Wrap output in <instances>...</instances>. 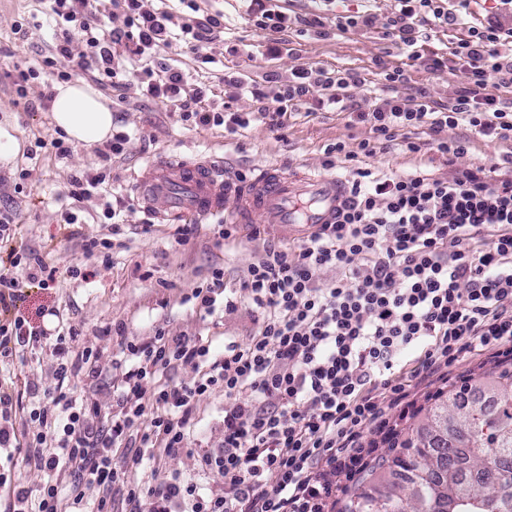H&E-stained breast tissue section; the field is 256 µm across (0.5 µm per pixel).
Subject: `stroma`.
Returning a JSON list of instances; mask_svg holds the SVG:
<instances>
[{
	"mask_svg": "<svg viewBox=\"0 0 512 512\" xmlns=\"http://www.w3.org/2000/svg\"><path fill=\"white\" fill-rule=\"evenodd\" d=\"M197 4L198 18L220 17L224 29L210 43L213 61L205 67H197L187 49L168 50L167 59L190 82L212 84L220 96L228 72L268 83L275 90L299 67L338 70L357 77L350 93L355 108L363 111L369 107L365 88L384 89L382 73L386 70L402 71L408 88L425 89L432 101L446 102L461 82L454 62L448 59L453 43L466 37L469 28L486 25L498 8L496 0H472L455 24L438 28L427 41L408 47L385 34L394 0H271L272 9L288 15L308 18L319 14L325 19L324 30L286 33L280 53L273 55L267 38L251 21L246 0H197ZM46 7V0H0V125H10L22 143L13 161H0V173L13 180L12 187L0 191V209L15 215L16 244L57 270L55 281L26 288L19 312L33 319L39 310L53 309L57 315L47 321V328L65 321L78 329L77 347L98 355L82 378L80 394L106 414L112 409V391L121 380L115 365L124 359L117 328H124L129 336L147 337L160 325L173 335L187 332L202 337L218 351L230 341L246 343L256 315L239 281L267 245L288 242L287 230L276 225L240 224L234 240L220 244L212 225L203 224L195 238L177 244L173 225H147L135 208L130 191L134 173L162 154L222 158L230 178L262 165L286 171L304 165L318 167L328 144H354L366 129L353 123L349 112L322 110L290 118L281 138L254 120L241 136L230 139L223 128L202 129L182 121L175 107L141 99L136 86L129 85L102 92L115 128L131 137L124 155L106 165L94 146L74 145L65 157L45 153L37 149L36 142L55 131L52 109L42 105L39 83H32L27 98L22 99L15 93L13 80L17 70L38 66L42 59L40 49L54 24ZM364 13L374 14L372 26L337 30V16ZM435 55L447 57L444 68L433 71L422 65V58ZM368 164L398 175L425 168L436 175L447 172L441 161H429L427 153L411 154L398 147L378 153ZM85 170L104 171L106 181L103 188L78 203L69 198L68 183L72 175ZM108 205L116 212L111 220L103 215ZM68 212L77 215V223L64 222ZM87 237L108 244V259L84 252L82 241ZM216 266L223 267L224 286L234 293L237 308L208 315L194 306L191 296ZM74 268L81 270V277H71ZM49 345V340H42L24 358L0 365V386L13 394L12 419L19 430L31 434L39 425L30 413L44 390L56 383ZM499 373L491 359L479 356L451 366L448 383L431 379L427 390L434 396L444 395L477 380L487 391ZM223 438L224 394L216 391L198 402L189 450L162 457L160 475H180L204 491H220V483L202 469L201 456L206 449L219 447Z\"/></svg>",
	"mask_w": 512,
	"mask_h": 512,
	"instance_id": "obj_1",
	"label": "stroma"
}]
</instances>
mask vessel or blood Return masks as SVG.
Returning a JSON list of instances; mask_svg holds the SVG:
<instances>
[{"label":"vessel or blood","instance_id":"1","mask_svg":"<svg viewBox=\"0 0 512 512\" xmlns=\"http://www.w3.org/2000/svg\"><path fill=\"white\" fill-rule=\"evenodd\" d=\"M224 168L209 160L163 156L135 183V203L161 224H197L218 218L239 224H331L345 198V183L328 171L290 174L259 167L247 182L224 185Z\"/></svg>","mask_w":512,"mask_h":512}]
</instances>
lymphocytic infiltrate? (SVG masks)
Segmentation results:
<instances>
[{"instance_id": "obj_1", "label": "lymphocytic infiltrate", "mask_w": 512, "mask_h": 512, "mask_svg": "<svg viewBox=\"0 0 512 512\" xmlns=\"http://www.w3.org/2000/svg\"><path fill=\"white\" fill-rule=\"evenodd\" d=\"M49 0L57 28L42 68L18 70V97L41 80L44 101L51 87L74 69L93 73L101 86L115 88L135 77L141 95L178 106L182 121L200 128L223 127L239 135L250 124L243 113L207 103L209 88L187 89L183 73L160 58L182 44L198 62L211 63L204 47L218 18L175 21L162 0ZM455 11L434 0H395L388 36L413 46L423 40L422 12L439 25L457 20L470 0H455ZM84 49L73 54V42ZM512 24L471 28L451 49L463 82L447 104L436 105L425 91L400 90L401 71L385 73L392 92L374 97L355 120L368 129L355 148L327 145L324 168L350 164L349 198L335 223L321 224L294 246H268L251 264L240 286L262 315L246 344L226 343L215 353L201 337L168 335L122 337L132 364L121 372L118 410L101 418L95 404L79 400L77 387L93 351L78 350L76 328L56 337L23 316L0 325V362L52 338L57 383L31 412L39 424L21 441L8 413L13 397L0 387V452L40 469L46 480L38 494L0 474L7 486L9 512H86L85 491L101 490L95 512H112L110 492L123 491V512H337L343 486L365 470L375 449L364 438L372 428L393 438L400 421L419 410L426 381L447 380L448 369L474 352L512 363V173L491 176L483 169H459L466 139L447 138L467 122L487 142L512 140V105L498 90L512 85ZM351 76L304 67L277 91L224 79L228 99L249 91L263 107L259 120L284 133L289 115L303 106L319 110L344 100ZM428 135L447 177L419 172L377 175L362 165L393 142L408 152L421 150ZM14 218L0 212V310L24 298L26 283L53 280L55 270L24 248L14 246ZM27 266L26 279L14 276ZM331 270L330 283L320 281ZM416 351L411 369L402 356ZM198 371L190 384L158 382L179 365ZM156 380L145 392V380ZM224 394V440L207 449L201 462L221 483L219 493H202L177 476L140 472L161 457L186 449L199 396ZM137 451L123 459L114 452L126 438Z\"/></svg>"}]
</instances>
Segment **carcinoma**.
Here are the masks:
<instances>
[{"label":"carcinoma","instance_id":"obj_1","mask_svg":"<svg viewBox=\"0 0 512 512\" xmlns=\"http://www.w3.org/2000/svg\"><path fill=\"white\" fill-rule=\"evenodd\" d=\"M496 390L499 398L487 405L485 418L478 424L462 411L469 404L467 392L462 389L430 408L425 420L407 434L402 441L403 452L391 459L389 468L400 476L419 466L430 472L431 480L411 491L396 483L359 488L345 512H370L373 500L382 496L389 498L392 512H429L431 502L441 497L459 499L460 512H479L477 503L496 492L480 474L490 461L501 463L500 482L512 487V373L500 374ZM450 418L460 428L470 430L468 441L455 449L463 461V466L455 470L447 467L452 444L448 431L442 429V422Z\"/></svg>","mask_w":512,"mask_h":512}]
</instances>
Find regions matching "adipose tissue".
<instances>
[{
    "label": "adipose tissue",
    "mask_w": 512,
    "mask_h": 512,
    "mask_svg": "<svg viewBox=\"0 0 512 512\" xmlns=\"http://www.w3.org/2000/svg\"><path fill=\"white\" fill-rule=\"evenodd\" d=\"M54 126L69 140L92 146L112 135V110L102 95L85 82L57 86L52 104Z\"/></svg>",
    "instance_id": "ef3b65f1"
}]
</instances>
